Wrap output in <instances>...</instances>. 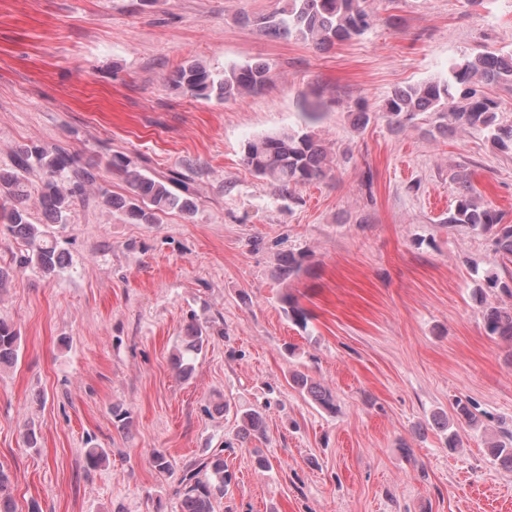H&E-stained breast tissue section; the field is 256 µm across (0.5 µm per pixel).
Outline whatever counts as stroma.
I'll use <instances>...</instances> for the list:
<instances>
[{"label": "stroma", "instance_id": "obj_1", "mask_svg": "<svg viewBox=\"0 0 512 512\" xmlns=\"http://www.w3.org/2000/svg\"><path fill=\"white\" fill-rule=\"evenodd\" d=\"M282 5L0 0V169L17 146L59 145L125 196L124 176L101 164L120 153L157 175L182 171L197 201L194 215L133 224L89 194L59 232L71 269L52 281L30 270L0 291L20 344L0 371V468L16 512H174L184 465L218 447L232 481L215 512H512V472L484 448L512 422V343L482 319L484 304L512 307L486 286L491 275L512 285V262L491 235L445 223L462 170L512 223V153L475 131L430 135L426 114L404 130L382 114L396 88L447 76L463 55L511 52L512 0H368L375 27L327 50L261 30ZM190 61L215 73L263 62L274 82L195 99L171 81ZM302 128L337 171L285 202L242 154L256 136ZM291 251L310 258L285 282ZM287 292L306 326L285 313ZM192 321L211 340L184 381L170 358ZM293 370L338 412L292 388ZM217 393L221 414L209 409ZM459 397L479 421L459 427L452 451L433 418ZM248 407L265 410L272 470L238 440ZM93 446L107 459L90 470ZM157 450L170 470L152 466ZM288 383L322 409L330 413L336 412V403L331 391L310 375L300 371L292 372L289 374Z\"/></svg>", "mask_w": 512, "mask_h": 512}]
</instances>
